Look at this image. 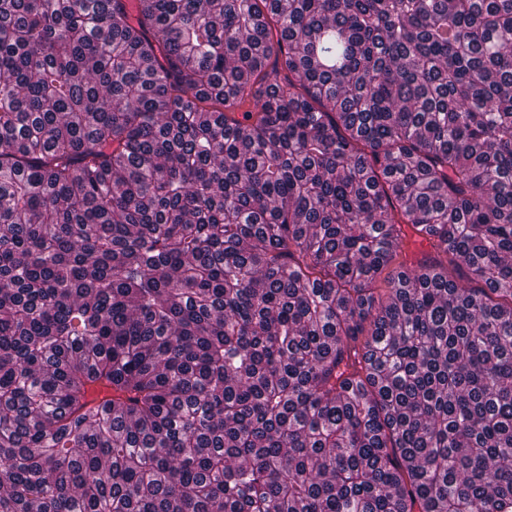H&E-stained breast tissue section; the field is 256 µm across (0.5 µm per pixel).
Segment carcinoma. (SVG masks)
<instances>
[{
	"instance_id": "obj_1",
	"label": "carcinoma",
	"mask_w": 512,
	"mask_h": 512,
	"mask_svg": "<svg viewBox=\"0 0 512 512\" xmlns=\"http://www.w3.org/2000/svg\"><path fill=\"white\" fill-rule=\"evenodd\" d=\"M0 512H512V0H0Z\"/></svg>"
}]
</instances>
